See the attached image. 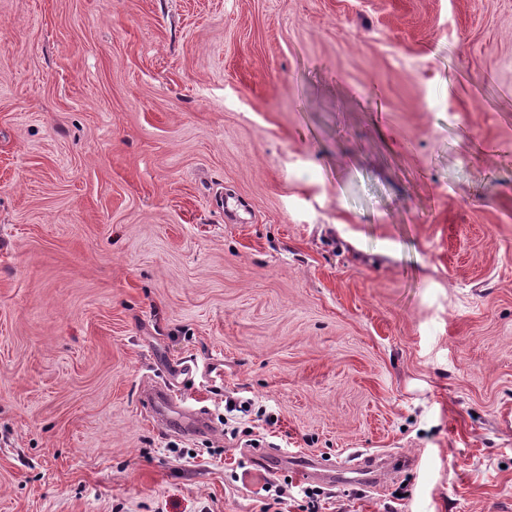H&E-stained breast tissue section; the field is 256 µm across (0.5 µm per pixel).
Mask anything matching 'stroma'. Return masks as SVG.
I'll return each mask as SVG.
<instances>
[{
  "mask_svg": "<svg viewBox=\"0 0 512 512\" xmlns=\"http://www.w3.org/2000/svg\"><path fill=\"white\" fill-rule=\"evenodd\" d=\"M253 439L512 512V0H0V512H306ZM145 398L152 402L154 406L163 405L166 408L167 411L160 415L163 417V421L167 428L182 432H188L193 429L196 420L194 418L188 419L182 413L179 401L182 403L183 399L179 400V395L174 390L170 388L158 389L151 394H147ZM169 412L175 413L176 415L171 416L168 414Z\"/></svg>",
  "mask_w": 512,
  "mask_h": 512,
  "instance_id": "obj_1",
  "label": "stroma"
}]
</instances>
